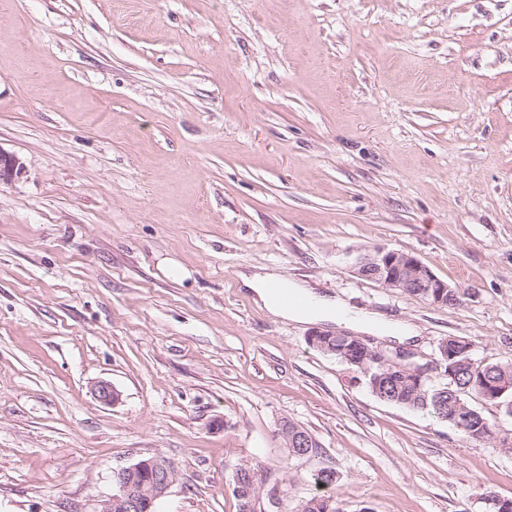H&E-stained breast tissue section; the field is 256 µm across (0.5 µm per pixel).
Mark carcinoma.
Wrapping results in <instances>:
<instances>
[{"label":"carcinoma","mask_w":512,"mask_h":512,"mask_svg":"<svg viewBox=\"0 0 512 512\" xmlns=\"http://www.w3.org/2000/svg\"><path fill=\"white\" fill-rule=\"evenodd\" d=\"M341 336H320L316 348L321 352L345 361L346 352ZM452 368L446 383L435 387L428 381L418 382L410 370L405 368L382 367L372 362L355 365L364 373L373 394L386 390L398 396L395 404L426 409L433 417L455 426L466 439L484 440L495 438L500 429L488 424L486 429L478 427L479 421L468 419L477 409L469 402L476 396L491 399L505 406L512 416V362L477 365L471 358V351H462L451 361ZM264 470L258 464L238 465L233 475L232 492L238 500V512H262L256 499L262 495ZM319 491L298 499L292 512H346L339 497L325 492L335 483V473L327 467H320L312 474Z\"/></svg>","instance_id":"carcinoma-1"}]
</instances>
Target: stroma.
<instances>
[{
  "mask_svg": "<svg viewBox=\"0 0 512 512\" xmlns=\"http://www.w3.org/2000/svg\"><path fill=\"white\" fill-rule=\"evenodd\" d=\"M0 149V512H94L156 455V512H238L245 461L293 498L332 468L349 512L512 499V453L380 401L310 343L336 324L239 286L412 326L367 340L420 364L449 336L512 359V0H0ZM375 247L460 303L359 278ZM244 287L255 295V301L262 304L274 316L293 321H331L343 323L344 326L365 332H374L380 336L391 337L399 341L415 339L416 331L409 325H397L385 320L383 317L357 310L339 298L325 297L316 294L309 288L285 280L276 273L255 272L239 275ZM272 285L280 288H271V291L287 303L293 302L288 294L301 298L300 305H286L275 299L269 292ZM288 427V436L290 434H293V436L296 438L297 436V439H296V442H295V445L297 446V448H307V445L305 443V441L303 439H300L299 436H307V438L310 439V441L312 442V444L314 446H316L315 450H316V455H318V448H321V446L319 445V443L313 439V437L309 434V432L307 430H305L302 426L298 425L297 423L295 422H292L290 420H284V421H281L280 425H279V433L281 435V433L283 431H286V428ZM284 444H285V448L288 452V458L289 457H297L295 455V453L297 452V448H293L292 446H290L289 442H288V445L287 443L284 441L283 437L281 436Z\"/></svg>",
  "mask_w": 512,
  "mask_h": 512,
  "instance_id": "stroma-1",
  "label": "stroma"
}]
</instances>
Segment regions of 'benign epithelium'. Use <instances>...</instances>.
Instances as JSON below:
<instances>
[{
	"mask_svg": "<svg viewBox=\"0 0 512 512\" xmlns=\"http://www.w3.org/2000/svg\"><path fill=\"white\" fill-rule=\"evenodd\" d=\"M22 163L12 154L0 149V183L10 181L21 174ZM353 273L357 276L374 281L386 288L407 291L416 288L419 294L427 298V303L433 306L444 304L450 285L440 279L426 264L409 252L376 247L367 252H360L352 263ZM344 343L353 349H358L373 357L375 363L381 366L394 365L402 367L407 365L406 359L409 353L399 351L393 357L372 350L359 338L349 335L344 338ZM97 400L105 405H114L119 401L120 394L112 387V384L101 381L94 389ZM153 470L152 492L156 497L165 496L173 483L171 471L167 464L159 460L142 462L121 469L117 474L118 492L103 499L96 512H138L140 508V489L137 485L139 476L145 474V470ZM283 492L277 484L271 486L266 493L262 509L266 512H277L280 508Z\"/></svg>",
	"mask_w": 512,
	"mask_h": 512,
	"instance_id": "obj_1",
	"label": "benign epithelium"
}]
</instances>
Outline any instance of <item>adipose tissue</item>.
Listing matches in <instances>:
<instances>
[{"instance_id":"obj_1","label":"adipose tissue","mask_w":512,"mask_h":512,"mask_svg":"<svg viewBox=\"0 0 512 512\" xmlns=\"http://www.w3.org/2000/svg\"><path fill=\"white\" fill-rule=\"evenodd\" d=\"M241 281L272 315L293 321H331L365 332H374L400 341L416 338L413 327L398 325L383 317L356 309L341 299L316 294L309 288L285 280L275 273L255 272L242 275ZM284 288L288 294L299 296L300 304L286 305L275 299L269 292L271 286Z\"/></svg>"}]
</instances>
